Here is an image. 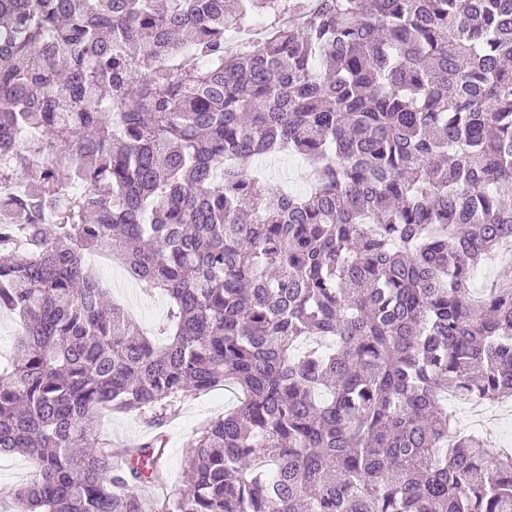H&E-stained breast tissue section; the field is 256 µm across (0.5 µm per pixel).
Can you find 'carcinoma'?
<instances>
[{
    "mask_svg": "<svg viewBox=\"0 0 512 512\" xmlns=\"http://www.w3.org/2000/svg\"><path fill=\"white\" fill-rule=\"evenodd\" d=\"M0 0L14 512H512L448 392L512 398V0ZM266 23L264 41L228 46ZM288 152L308 192L249 170ZM169 300L155 345L85 255ZM239 393L176 497L166 407ZM154 431L113 464L99 416Z\"/></svg>",
    "mask_w": 512,
    "mask_h": 512,
    "instance_id": "carcinoma-1",
    "label": "carcinoma"
}]
</instances>
